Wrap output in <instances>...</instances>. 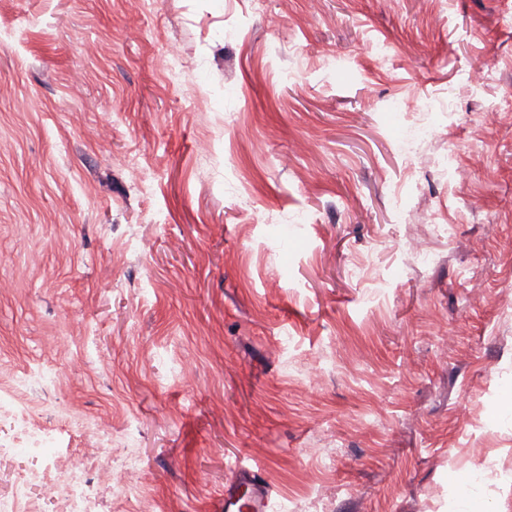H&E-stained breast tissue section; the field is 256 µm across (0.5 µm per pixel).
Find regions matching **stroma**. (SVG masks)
<instances>
[{
	"instance_id": "stroma-1",
	"label": "stroma",
	"mask_w": 512,
	"mask_h": 512,
	"mask_svg": "<svg viewBox=\"0 0 512 512\" xmlns=\"http://www.w3.org/2000/svg\"><path fill=\"white\" fill-rule=\"evenodd\" d=\"M11 382L96 512H512V0H0ZM242 486H250L251 494L240 503L239 489ZM232 508L246 509L248 512L274 510L271 490L257 480L255 471L250 468L237 467L231 482L224 488V512H232Z\"/></svg>"
}]
</instances>
